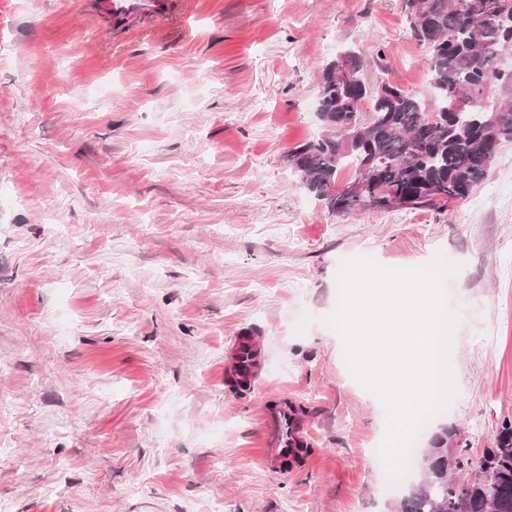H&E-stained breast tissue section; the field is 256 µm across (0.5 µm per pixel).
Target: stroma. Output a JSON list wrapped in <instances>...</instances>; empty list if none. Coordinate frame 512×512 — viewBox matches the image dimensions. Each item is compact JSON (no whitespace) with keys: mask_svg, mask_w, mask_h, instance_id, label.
<instances>
[{"mask_svg":"<svg viewBox=\"0 0 512 512\" xmlns=\"http://www.w3.org/2000/svg\"><path fill=\"white\" fill-rule=\"evenodd\" d=\"M88 0H0V503L10 512H396L379 402L322 319L342 260L461 263L458 392L443 431L479 457L512 420V145L469 197L332 214L286 162L315 138L317 79L355 51L368 83L437 102L403 0H179L119 31ZM383 49L385 67L373 63ZM262 354L254 387L226 370ZM314 441L259 465L262 405ZM234 360L229 369L230 377L250 385L258 381L261 367V352L253 336L240 335L235 337ZM259 360V364L257 362Z\"/></svg>","mask_w":512,"mask_h":512,"instance_id":"obj_1","label":"stroma"}]
</instances>
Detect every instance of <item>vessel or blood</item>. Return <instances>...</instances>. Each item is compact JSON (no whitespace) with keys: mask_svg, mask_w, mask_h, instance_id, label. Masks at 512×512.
<instances>
[{"mask_svg":"<svg viewBox=\"0 0 512 512\" xmlns=\"http://www.w3.org/2000/svg\"><path fill=\"white\" fill-rule=\"evenodd\" d=\"M173 0H94L92 13L113 22L125 24L132 20L155 21L165 18ZM234 360L230 377L252 384L257 382L259 345L251 336H237L234 343ZM267 430L266 447L259 457L262 467L274 474L285 473L288 463L301 456L312 442L308 422L283 407H267L263 410Z\"/></svg>","mask_w":512,"mask_h":512,"instance_id":"vessel-or-blood-1","label":"vessel or blood"}]
</instances>
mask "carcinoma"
<instances>
[{
  "mask_svg": "<svg viewBox=\"0 0 512 512\" xmlns=\"http://www.w3.org/2000/svg\"><path fill=\"white\" fill-rule=\"evenodd\" d=\"M412 35L425 51L429 84L440 105L428 108L408 90L384 82L347 83L346 68L362 69L356 53L327 62L318 78L321 134L288 151V165L331 213L438 205L470 195L484 180L494 147L512 144V86L499 91L495 112L476 105L484 85L499 82L498 58L482 51L512 50V26L487 27L480 17L512 23V0H403ZM369 104V115L362 113ZM356 124L344 128L349 115ZM349 168L352 178L337 185ZM365 176L361 191L353 188ZM435 438L418 465L423 479L398 512H512V421L477 462ZM490 468L488 481H458L449 469Z\"/></svg>",
  "mask_w": 512,
  "mask_h": 512,
  "instance_id": "obj_1",
  "label": "carcinoma"
}]
</instances>
